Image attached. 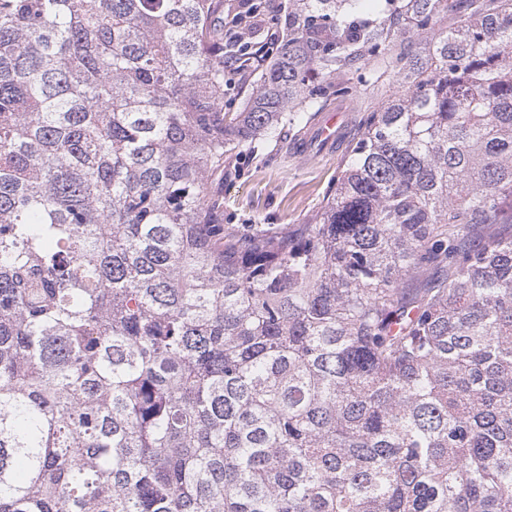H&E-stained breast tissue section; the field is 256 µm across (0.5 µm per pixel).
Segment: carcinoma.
Here are the masks:
<instances>
[{
    "label": "carcinoma",
    "mask_w": 512,
    "mask_h": 512,
    "mask_svg": "<svg viewBox=\"0 0 512 512\" xmlns=\"http://www.w3.org/2000/svg\"><path fill=\"white\" fill-rule=\"evenodd\" d=\"M0 0V512H512V0ZM388 57L307 224L211 176ZM234 1H237L238 3L235 5H229L227 13L226 9L224 8V35L227 34L231 36L233 40L238 41V43L243 46L249 45V47H251V45H253L254 43L252 40L255 37L254 30L263 21L261 17L262 14H258V12L249 11L246 5L247 0ZM267 3L274 6L282 5L284 7V10L280 14H277V12L271 13L277 14L275 16V18H277V20H275L277 24H272V21H270V18H268L271 17V14H267V11L265 12L266 16H264V19L266 21V24L263 25V27L265 26V29L263 31V27H261V33L254 38V41H262L266 34L265 45L272 46L275 43H277L279 39V32L278 30L267 29V26H273L274 28L279 27L280 21L283 18L285 11L288 7V0H274L269 1ZM236 17H242L243 21L239 23L236 22ZM267 22H269V24Z\"/></svg>",
    "instance_id": "obj_1"
}]
</instances>
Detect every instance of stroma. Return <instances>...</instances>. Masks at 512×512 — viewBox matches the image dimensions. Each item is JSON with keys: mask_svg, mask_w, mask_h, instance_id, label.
Listing matches in <instances>:
<instances>
[{"mask_svg": "<svg viewBox=\"0 0 512 512\" xmlns=\"http://www.w3.org/2000/svg\"><path fill=\"white\" fill-rule=\"evenodd\" d=\"M294 134L277 144H258L233 157L216 178L211 195L225 223L240 229L264 224H304L320 210L341 171L349 145L305 162L292 158Z\"/></svg>", "mask_w": 512, "mask_h": 512, "instance_id": "stroma-1", "label": "stroma"}]
</instances>
